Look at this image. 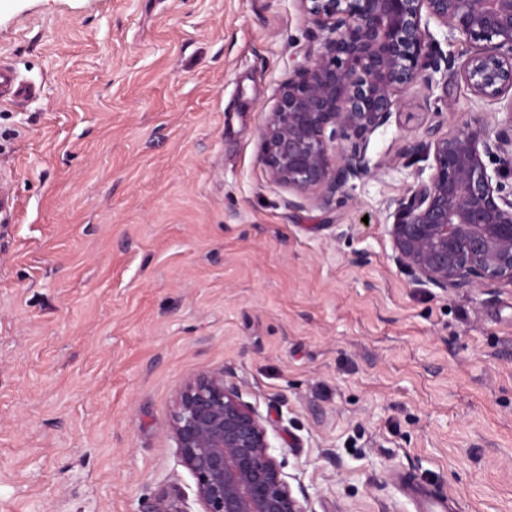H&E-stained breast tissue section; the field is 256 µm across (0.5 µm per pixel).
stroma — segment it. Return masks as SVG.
<instances>
[{
  "mask_svg": "<svg viewBox=\"0 0 512 512\" xmlns=\"http://www.w3.org/2000/svg\"><path fill=\"white\" fill-rule=\"evenodd\" d=\"M296 0H0V55L39 88L0 103V512H201L166 429L223 370L312 512H512V284L442 292L394 260L385 202L408 138L503 103L406 91L383 166L291 209L259 161L312 45ZM398 481L405 493L417 502L418 512H454L451 500L437 494L432 484L415 473L402 472L398 475Z\"/></svg>",
  "mask_w": 512,
  "mask_h": 512,
  "instance_id": "stroma-1",
  "label": "stroma"
}]
</instances>
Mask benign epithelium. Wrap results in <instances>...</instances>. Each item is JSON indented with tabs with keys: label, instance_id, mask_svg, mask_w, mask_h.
Masks as SVG:
<instances>
[{
	"label": "benign epithelium",
	"instance_id": "1",
	"mask_svg": "<svg viewBox=\"0 0 512 512\" xmlns=\"http://www.w3.org/2000/svg\"><path fill=\"white\" fill-rule=\"evenodd\" d=\"M317 46L288 73L261 129L259 160L292 192L288 207L329 208L354 179L374 176L371 135L387 126L402 94L452 73L479 99L508 98L491 125L406 141L432 158L431 173L391 200L387 225L398 266L418 285L476 289L512 283V0H297ZM436 22L470 46L441 52ZM178 462L195 479L202 512H310L270 452L264 419L224 371L178 389L168 424Z\"/></svg>",
	"mask_w": 512,
	"mask_h": 512
}]
</instances>
